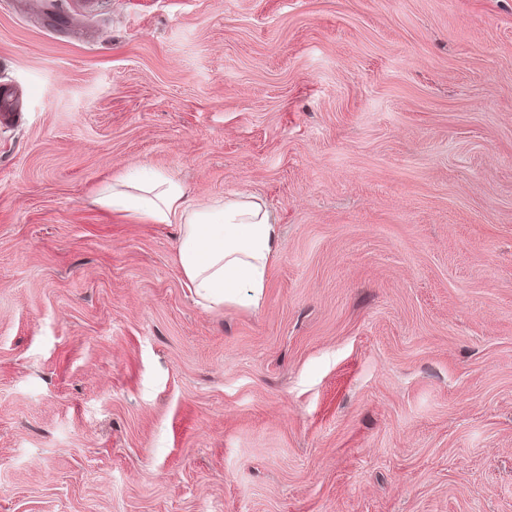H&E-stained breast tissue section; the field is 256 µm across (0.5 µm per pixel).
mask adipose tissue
Here are the masks:
<instances>
[{
  "instance_id": "obj_1",
  "label": "adipose tissue",
  "mask_w": 512,
  "mask_h": 512,
  "mask_svg": "<svg viewBox=\"0 0 512 512\" xmlns=\"http://www.w3.org/2000/svg\"><path fill=\"white\" fill-rule=\"evenodd\" d=\"M100 202L144 224H177V264L204 308L262 305L282 238L277 218L260 196L194 206L183 183L153 171L113 181Z\"/></svg>"
}]
</instances>
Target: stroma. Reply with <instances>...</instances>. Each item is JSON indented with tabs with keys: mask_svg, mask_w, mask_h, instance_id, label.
Wrapping results in <instances>:
<instances>
[{
	"mask_svg": "<svg viewBox=\"0 0 512 512\" xmlns=\"http://www.w3.org/2000/svg\"><path fill=\"white\" fill-rule=\"evenodd\" d=\"M0 0V512H512V0ZM142 170L282 226L197 304Z\"/></svg>",
	"mask_w": 512,
	"mask_h": 512,
	"instance_id": "stroma-1",
	"label": "stroma"
}]
</instances>
